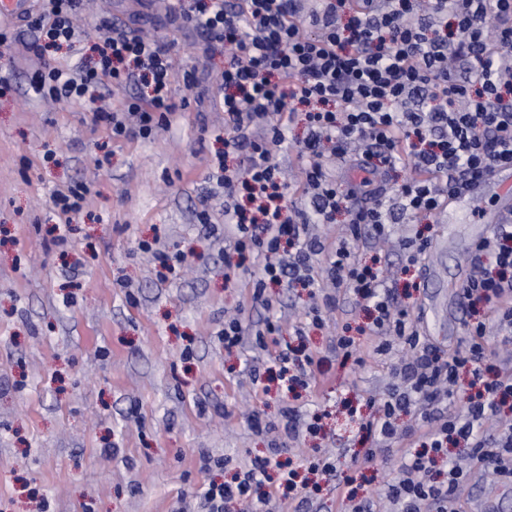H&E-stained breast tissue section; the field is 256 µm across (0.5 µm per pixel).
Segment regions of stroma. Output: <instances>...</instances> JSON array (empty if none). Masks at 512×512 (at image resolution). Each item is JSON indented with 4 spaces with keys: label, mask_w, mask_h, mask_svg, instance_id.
Returning <instances> with one entry per match:
<instances>
[{
    "label": "stroma",
    "mask_w": 512,
    "mask_h": 512,
    "mask_svg": "<svg viewBox=\"0 0 512 512\" xmlns=\"http://www.w3.org/2000/svg\"><path fill=\"white\" fill-rule=\"evenodd\" d=\"M176 43V69L196 65L198 84L172 82L187 98L170 126L147 139L112 138L94 125L95 101L47 102L29 78L38 65L22 19L0 56L12 89L0 97V512H197L203 483H222L267 454L269 428L287 404L316 418L320 435L294 441L292 464L304 469L311 449L335 457L339 477H352L361 499L378 501L398 473L400 450L364 461L373 440L362 423L369 398L394 382L397 356L359 364L334 344L345 327L366 325L368 313L346 292L309 350L324 358L315 392L286 397L271 381L254 393L247 364L268 365L251 342L226 350L219 333L238 310L251 328L304 320L303 288L271 285L266 303L250 304L259 269L236 284L224 281L230 232L220 196L207 180L208 160L222 149L218 76L224 46L184 29L166 0H89L72 48L55 63L73 72L89 54L102 20ZM83 183L82 211L59 233L50 197ZM211 208L212 225L198 221ZM411 224L394 225L393 244L358 243L357 259L379 258L390 288L410 306L430 343L454 350L467 339L454 285L485 234L474 221L430 219V247L421 266L405 269L397 241ZM185 257L178 276L161 279L140 242ZM112 455H104L106 447ZM224 460L199 469L200 455ZM466 512H512V488L475 474L462 495Z\"/></svg>",
    "instance_id": "1"
}]
</instances>
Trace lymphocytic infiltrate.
<instances>
[{"mask_svg": "<svg viewBox=\"0 0 512 512\" xmlns=\"http://www.w3.org/2000/svg\"><path fill=\"white\" fill-rule=\"evenodd\" d=\"M169 0L182 27L207 34L225 47L219 80L224 111V149L211 156L208 179L224 190V221L234 238L224 257V278L259 266L252 301L267 284L328 281L345 288L372 315L371 351L389 343L409 355L399 367L402 384L376 399L375 415L363 422L366 435L381 442L406 441L397 480L382 498L393 512H459L473 470L497 480L512 479V423L494 436L483 430L512 400V365L493 375L483 366L492 348L489 331L512 343V219L497 225L470 259L459 295L468 317L464 348L444 352L422 336L408 306L398 302L377 264L356 259L352 246L363 236L384 238L394 216L418 224L447 200L463 193L491 168L512 164V79L503 64L512 59V0ZM83 0H41L24 18L36 35L31 49L40 60L31 87L54 101L80 100L102 79L123 87L140 82L143 92L123 111L94 112L93 124L113 137L150 138L170 125L176 110L171 92L173 45L133 31L105 34L78 70L64 75L52 55L72 46L75 16ZM469 65L460 77L455 65ZM302 114L305 132L299 153L309 163L301 183L310 209L292 204L289 184L272 147L286 138L278 114ZM345 158L363 171L359 187L341 190L323 163L325 154ZM410 171L390 205H359L358 194L377 193L397 165ZM347 211L346 236L327 241L310 230ZM336 302L325 293L292 325L298 346L277 341L282 328L269 322L248 332L243 322H224V347L242 346L254 334L260 349H274L273 363L285 392L316 387L322 358L307 351L308 327L323 323ZM412 428L400 427L406 408ZM467 447L453 459L448 448ZM285 448L235 474L232 481L203 484V512H224L228 503L262 504L281 490L295 491L296 469L286 468ZM446 463L444 480L431 472Z\"/></svg>", "mask_w": 512, "mask_h": 512, "instance_id": "1", "label": "lymphocytic infiltrate"}]
</instances>
